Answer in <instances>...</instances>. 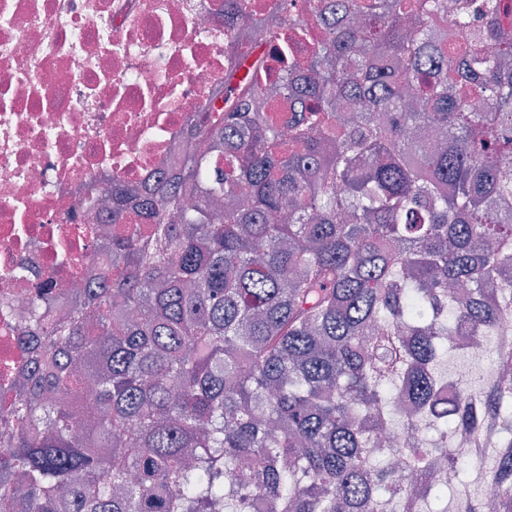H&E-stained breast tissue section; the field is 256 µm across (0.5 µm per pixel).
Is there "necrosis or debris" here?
I'll return each instance as SVG.
<instances>
[{"label":"necrosis or debris","mask_w":512,"mask_h":512,"mask_svg":"<svg viewBox=\"0 0 512 512\" xmlns=\"http://www.w3.org/2000/svg\"><path fill=\"white\" fill-rule=\"evenodd\" d=\"M314 0H0V415L32 354L26 308L58 312L95 281L96 232L112 184L142 190L181 163L190 130L245 69L259 84L313 35ZM512 350V314L492 349L455 354L446 396Z\"/></svg>","instance_id":"1"}]
</instances>
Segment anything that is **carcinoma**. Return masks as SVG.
Returning <instances> with one entry per match:
<instances>
[{
	"label": "carcinoma",
	"instance_id": "obj_1",
	"mask_svg": "<svg viewBox=\"0 0 512 512\" xmlns=\"http://www.w3.org/2000/svg\"><path fill=\"white\" fill-rule=\"evenodd\" d=\"M321 2L309 61L270 90L304 98L290 137L229 87L198 131L224 172L187 154L136 225L112 183L109 269L39 324L0 420V512H425L448 487L412 478L496 421L512 512V352L437 402L448 337L488 347L512 311L509 5Z\"/></svg>",
	"mask_w": 512,
	"mask_h": 512
}]
</instances>
